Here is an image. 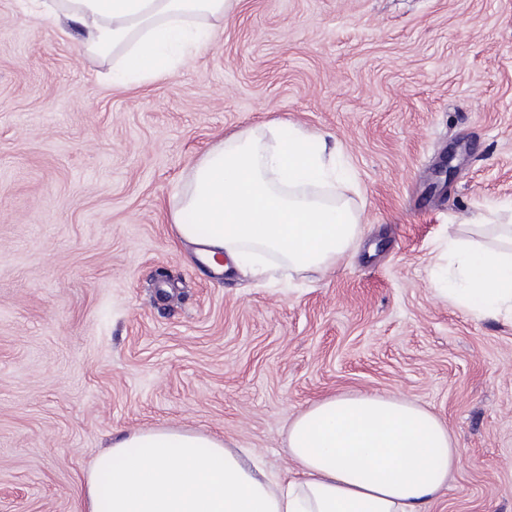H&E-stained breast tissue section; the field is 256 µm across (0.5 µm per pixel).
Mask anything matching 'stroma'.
Segmentation results:
<instances>
[{
  "mask_svg": "<svg viewBox=\"0 0 512 512\" xmlns=\"http://www.w3.org/2000/svg\"><path fill=\"white\" fill-rule=\"evenodd\" d=\"M273 120L341 143L361 235L325 273H215L169 213L221 137ZM491 208L512 222V0H238L131 85L0 0V512H75L139 429L284 472L297 414L370 391L447 427L460 464L432 512H512V317L434 290L448 238L493 245Z\"/></svg>",
  "mask_w": 512,
  "mask_h": 512,
  "instance_id": "obj_1",
  "label": "stroma"
}]
</instances>
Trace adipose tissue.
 I'll list each match as a JSON object with an SVG mask.
<instances>
[{"label": "adipose tissue", "instance_id": "ef3b65f1", "mask_svg": "<svg viewBox=\"0 0 512 512\" xmlns=\"http://www.w3.org/2000/svg\"><path fill=\"white\" fill-rule=\"evenodd\" d=\"M33 17L65 19L87 49L119 55L121 82L171 74L212 38L236 0H20ZM338 148L285 121L263 135L220 140L193 167L171 218L208 260L264 271L269 256L296 271L325 270L359 233L348 201L331 196ZM500 247L449 242L444 293L476 316L512 314V226ZM284 478L211 436L151 428L113 440L78 488L79 512H427L459 465L443 423L406 398L333 395L288 427Z\"/></svg>", "mask_w": 512, "mask_h": 512}]
</instances>
